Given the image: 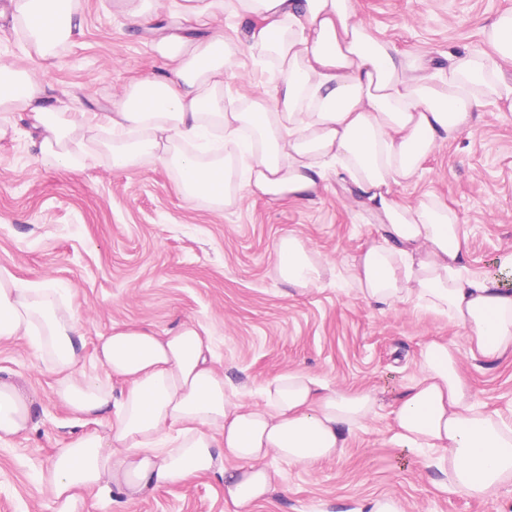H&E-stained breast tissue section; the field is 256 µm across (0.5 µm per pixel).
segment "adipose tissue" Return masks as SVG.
I'll use <instances>...</instances> for the list:
<instances>
[{
    "label": "adipose tissue",
    "instance_id": "1",
    "mask_svg": "<svg viewBox=\"0 0 512 512\" xmlns=\"http://www.w3.org/2000/svg\"><path fill=\"white\" fill-rule=\"evenodd\" d=\"M131 26L151 30L161 67L131 83L109 112H57L41 79L0 60V137L27 112L40 129L42 162L69 166L93 153L100 126L112 131L110 161L124 170L152 159L173 168L184 196L232 208L242 194L305 203L330 178L347 186L377 234L343 279L368 305L410 304L463 329L473 352L495 360L512 350V290L474 270L457 212L428 198L397 200L440 145L470 128L479 107L512 102L501 78L512 64V12L483 26L485 49L425 68L376 38L351 0H189L176 25L231 15L242 40L188 38L157 26L161 0H117ZM26 51L47 61L81 19L74 0H16ZM270 74V89L235 103L225 79L240 54ZM274 274L305 295L331 267L300 237L282 236ZM30 337L39 362L57 377L56 395L74 413L107 417L103 430L71 440L43 481L54 512H83V492L142 499L190 478L216 475L237 509L249 512L274 489L267 460L311 465L336 457L373 419L380 400L339 391L309 372L285 371L247 404L216 367L208 332L191 323L157 335L144 328L102 337L106 379L80 368V323L61 292L0 268V340ZM419 375L394 411L400 447L436 451L451 483L492 498L512 490V426L476 404L449 341L426 342ZM123 384L113 392L112 380ZM37 424L35 400L0 378V443Z\"/></svg>",
    "mask_w": 512,
    "mask_h": 512
}]
</instances>
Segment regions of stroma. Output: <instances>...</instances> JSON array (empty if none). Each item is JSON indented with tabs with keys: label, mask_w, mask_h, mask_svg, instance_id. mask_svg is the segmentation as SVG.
<instances>
[{
	"label": "stroma",
	"mask_w": 512,
	"mask_h": 512,
	"mask_svg": "<svg viewBox=\"0 0 512 512\" xmlns=\"http://www.w3.org/2000/svg\"><path fill=\"white\" fill-rule=\"evenodd\" d=\"M373 34L434 67L449 54L483 46L481 28L512 0H353ZM81 28L56 57L40 62L49 103L65 112H108L132 80L150 75V31L130 26L115 0H78ZM235 98L268 85L265 71L240 56L227 78ZM0 137V267L18 278L53 281L80 319L81 367L102 375L101 337L117 326L162 334L181 323L209 329L215 356L236 385L256 391L301 369L331 387L376 392L382 406L336 458L311 466L270 459L275 490L251 512H362L381 495L404 512H512V492L480 499L450 487L438 453L411 452L395 440L393 411L418 376V355L432 339L454 342L475 400L512 423V353L489 363L469 353L463 330L434 312L400 305L381 311L344 286L341 275L375 232L337 181L305 204L249 195L227 211L183 198L177 174L146 160L110 164L107 146L65 168L38 159L39 132L27 113ZM413 203L434 196L459 214L469 259L498 275L512 255V110L479 109L469 130L447 141L414 180L394 188ZM294 234L335 267V276L304 296L272 274L275 245ZM0 376L20 383L38 403L40 421L0 446V512H53L38 475L66 444L96 429L55 395V378L29 339L0 341ZM85 512H236L224 481L200 476L138 501L88 493Z\"/></svg>",
	"instance_id": "stroma-1"
}]
</instances>
